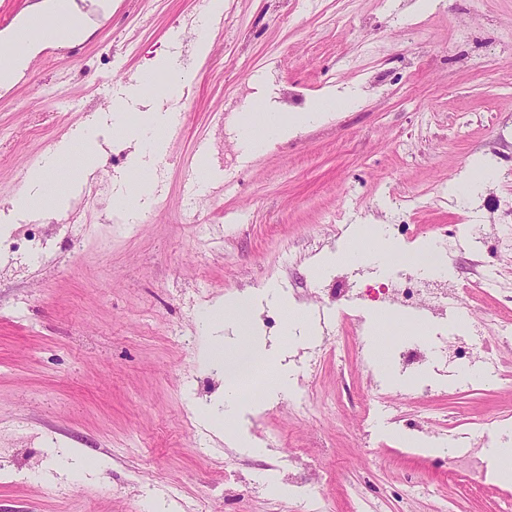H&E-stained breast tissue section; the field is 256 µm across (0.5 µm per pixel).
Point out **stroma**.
<instances>
[{"mask_svg": "<svg viewBox=\"0 0 512 512\" xmlns=\"http://www.w3.org/2000/svg\"><path fill=\"white\" fill-rule=\"evenodd\" d=\"M79 2L95 22L85 42L45 50L0 90V512H512V485L488 480L478 450L512 421V251L500 240L512 230V0L427 12L416 0H224L204 34L201 0ZM202 36L213 51L200 58ZM162 51L191 82L140 212L114 203L132 159L105 124L93 132L105 178L70 180L63 156L48 186L66 209L42 220L12 207L27 169ZM332 89L356 92V106L271 150L236 148L249 103L290 119ZM201 140L210 178L197 188ZM478 164L494 179L458 194ZM362 223L442 246L459 296L456 316L422 337L384 335L375 369L364 334L393 304L365 291L394 288L410 265L312 271ZM33 231L47 242L38 258L20 248ZM269 283L332 320L292 340L280 309L261 313L257 339L283 344L295 385L272 405L238 395L235 426L258 454L209 429L225 384L201 355L205 312ZM474 323L495 337L496 367L446 361L440 382L443 337L468 338ZM472 365L480 377L461 380ZM305 394L308 414L294 404ZM411 437L445 451L420 454ZM73 448L95 473L71 466Z\"/></svg>", "mask_w": 512, "mask_h": 512, "instance_id": "1", "label": "stroma"}]
</instances>
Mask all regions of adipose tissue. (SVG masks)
<instances>
[{
    "label": "adipose tissue",
    "instance_id": "1",
    "mask_svg": "<svg viewBox=\"0 0 512 512\" xmlns=\"http://www.w3.org/2000/svg\"><path fill=\"white\" fill-rule=\"evenodd\" d=\"M90 33L91 22L77 0H37L19 25L0 32V87L14 85L30 62L46 48L72 45L87 38ZM161 75L166 78L165 97L180 98L188 81L187 73L175 56L163 54L151 59L131 83L117 85L110 100L115 142L120 147L130 148L134 159L130 172L121 178L126 192L119 198L120 204L130 210L142 205L150 194L155 177V161L165 152L162 133L172 128L178 120L174 112L138 113L134 110L136 100L150 95L152 82ZM353 101V93L330 92L310 111L301 113L289 123L284 122L269 106L252 105L244 114L241 144L247 151H260L275 141L288 139L305 122L346 109ZM132 112L136 113L137 119L131 123L127 117ZM70 149V142H62L48 152L42 165L28 170L25 190L17 200L18 205L40 211L62 208V201L48 190L47 179L59 157L69 153ZM345 235L351 242L350 247L334 256L324 257V264L375 263L386 268L405 256L401 247L388 243L383 230L369 234L363 225L353 224L347 228ZM205 322L214 331L231 330L238 340L230 350L223 343H213L206 353L208 360L223 366L229 390L238 392L242 389L243 379L237 371L245 354L261 353L268 367V377L262 383L264 393L275 400L288 395L295 383L294 374L278 364L276 350L261 351L253 341L255 307L249 298H225L224 302L215 304L206 314Z\"/></svg>",
    "mask_w": 512,
    "mask_h": 512
}]
</instances>
